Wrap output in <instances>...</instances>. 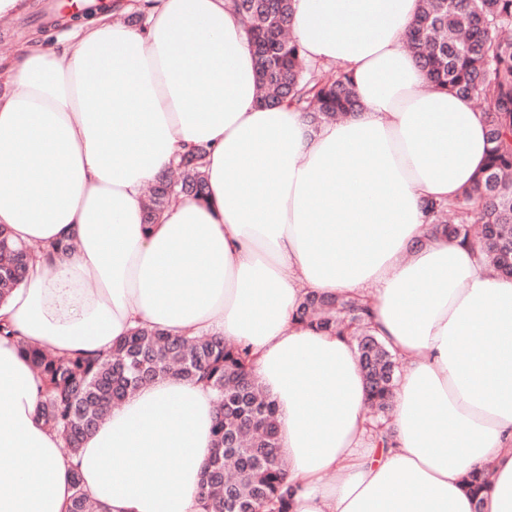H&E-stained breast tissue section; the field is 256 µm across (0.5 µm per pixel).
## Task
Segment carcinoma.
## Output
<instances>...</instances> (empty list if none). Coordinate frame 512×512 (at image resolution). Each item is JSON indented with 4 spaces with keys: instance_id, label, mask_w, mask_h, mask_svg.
I'll return each mask as SVG.
<instances>
[{
    "instance_id": "1",
    "label": "carcinoma",
    "mask_w": 512,
    "mask_h": 512,
    "mask_svg": "<svg viewBox=\"0 0 512 512\" xmlns=\"http://www.w3.org/2000/svg\"><path fill=\"white\" fill-rule=\"evenodd\" d=\"M254 50L259 103L293 105L314 124L351 112L357 100L350 76L324 70L303 56L292 29V0H232ZM512 0H421L408 38L426 78L441 89L480 96L493 104L483 113L493 144L485 167L455 201L431 202V223L452 242L483 255L494 274L512 275ZM203 147L174 156L145 203L152 224L180 195L204 196ZM32 253L0 229V301L25 275ZM299 321L348 334L360 355L369 405L390 409L397 378L395 356L374 335L369 309L355 299L309 294ZM0 336L13 333L0 326ZM17 340V339H15ZM21 353L39 373V414L78 454L84 438L139 387L160 377L207 384L216 394L214 447L205 466L200 498L207 512H289L293 488L285 481L276 406L256 383L249 349L215 335L171 336L138 327L104 355H53L22 339ZM66 512H105L77 487Z\"/></svg>"
}]
</instances>
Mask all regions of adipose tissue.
Listing matches in <instances>:
<instances>
[{
  "instance_id": "1",
  "label": "adipose tissue",
  "mask_w": 512,
  "mask_h": 512,
  "mask_svg": "<svg viewBox=\"0 0 512 512\" xmlns=\"http://www.w3.org/2000/svg\"><path fill=\"white\" fill-rule=\"evenodd\" d=\"M419 8L293 0L307 60L347 72L359 101L317 126L259 103L230 0H126L143 25L108 12L0 59V225L41 248L0 322L54 354H105L141 323L249 347L290 512H512V277L425 213L471 184L491 144L471 99L429 82L409 48ZM191 146L207 149L204 198L146 223V187ZM60 242L71 250L52 253ZM309 292L365 297L404 357L387 445L369 439L355 345L299 324ZM39 385L0 338V512H65L79 484L107 512H203L208 388L140 387L71 457L38 417Z\"/></svg>"
}]
</instances>
